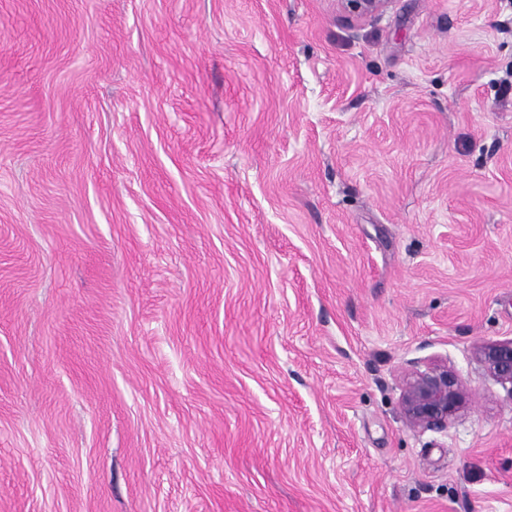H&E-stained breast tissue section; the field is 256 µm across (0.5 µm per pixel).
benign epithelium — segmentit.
I'll list each match as a JSON object with an SVG mask.
<instances>
[{
    "mask_svg": "<svg viewBox=\"0 0 512 512\" xmlns=\"http://www.w3.org/2000/svg\"><path fill=\"white\" fill-rule=\"evenodd\" d=\"M341 8L356 18L372 17L386 9L390 0H337ZM480 358L501 381L512 384V340L484 344ZM466 404V393L456 374L446 365L409 374L402 395V409L410 424L438 428Z\"/></svg>",
    "mask_w": 512,
    "mask_h": 512,
    "instance_id": "1",
    "label": "benign epithelium"
}]
</instances>
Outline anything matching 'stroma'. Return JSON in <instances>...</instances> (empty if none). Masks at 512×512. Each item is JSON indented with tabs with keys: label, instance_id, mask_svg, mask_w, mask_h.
<instances>
[{
	"label": "stroma",
	"instance_id": "35a3bbf8",
	"mask_svg": "<svg viewBox=\"0 0 512 512\" xmlns=\"http://www.w3.org/2000/svg\"><path fill=\"white\" fill-rule=\"evenodd\" d=\"M511 75L512 0H0V512H512ZM341 8L356 18L375 16L384 11L391 0H336ZM479 355L495 377L512 384V340L481 345ZM465 404V390L447 365L411 372L406 380L402 409L405 418L416 427H443Z\"/></svg>",
	"mask_w": 512,
	"mask_h": 512
}]
</instances>
